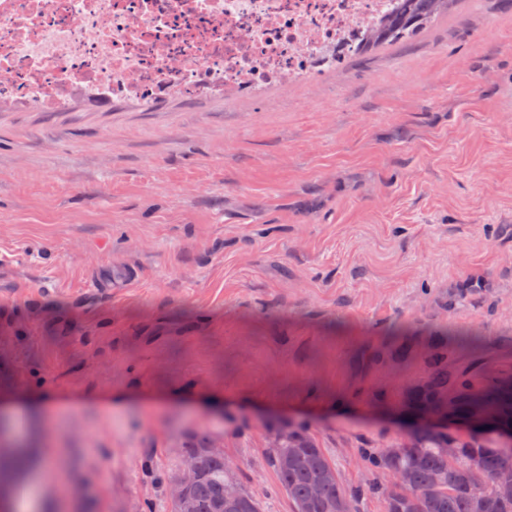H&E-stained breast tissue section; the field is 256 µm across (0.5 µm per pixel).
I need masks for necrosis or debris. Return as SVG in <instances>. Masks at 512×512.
Segmentation results:
<instances>
[{
  "instance_id": "necrosis-or-debris-1",
  "label": "necrosis or debris",
  "mask_w": 512,
  "mask_h": 512,
  "mask_svg": "<svg viewBox=\"0 0 512 512\" xmlns=\"http://www.w3.org/2000/svg\"><path fill=\"white\" fill-rule=\"evenodd\" d=\"M397 0H0V105L244 96L349 56Z\"/></svg>"
}]
</instances>
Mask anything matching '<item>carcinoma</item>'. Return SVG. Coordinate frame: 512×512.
<instances>
[{
  "label": "carcinoma",
  "mask_w": 512,
  "mask_h": 512,
  "mask_svg": "<svg viewBox=\"0 0 512 512\" xmlns=\"http://www.w3.org/2000/svg\"><path fill=\"white\" fill-rule=\"evenodd\" d=\"M456 0H404L399 15L369 39L363 58L432 26ZM433 370L410 391L408 408L452 410L458 418L489 416L478 433L442 434L421 429L405 444L378 450L371 493L385 512H512V372L475 380L448 369V347L432 344ZM192 460L198 476L181 494L172 493L180 464ZM268 462L294 512H358L336 465L307 434H279ZM167 494L170 512H264L261 500L240 482L224 453L198 435L182 449Z\"/></svg>",
  "instance_id": "carcinoma-1"
}]
</instances>
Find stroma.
<instances>
[{
	"instance_id": "obj_1",
	"label": "stroma",
	"mask_w": 512,
	"mask_h": 512,
	"mask_svg": "<svg viewBox=\"0 0 512 512\" xmlns=\"http://www.w3.org/2000/svg\"><path fill=\"white\" fill-rule=\"evenodd\" d=\"M1 306L0 395L45 396L63 456L44 512H169L195 434L293 512L288 429L383 512L433 341L512 368V0L247 97L1 107Z\"/></svg>"
}]
</instances>
